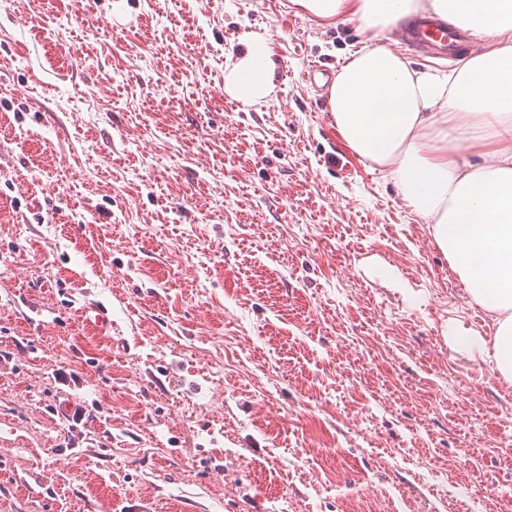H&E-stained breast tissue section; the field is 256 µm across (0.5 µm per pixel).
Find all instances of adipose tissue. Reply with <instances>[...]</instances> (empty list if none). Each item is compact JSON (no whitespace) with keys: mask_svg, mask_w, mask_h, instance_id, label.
I'll list each match as a JSON object with an SVG mask.
<instances>
[{"mask_svg":"<svg viewBox=\"0 0 512 512\" xmlns=\"http://www.w3.org/2000/svg\"><path fill=\"white\" fill-rule=\"evenodd\" d=\"M323 22L398 28L432 13L481 40L449 73L411 69L384 46L352 54L327 90L347 147L392 175L406 205L471 298L495 316V366L512 381V0H294ZM224 69V91L247 105L275 97L265 36L249 34Z\"/></svg>","mask_w":512,"mask_h":512,"instance_id":"adipose-tissue-1","label":"adipose tissue"}]
</instances>
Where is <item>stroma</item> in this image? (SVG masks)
Wrapping results in <instances>:
<instances>
[{
  "label": "stroma",
  "instance_id": "stroma-1",
  "mask_svg": "<svg viewBox=\"0 0 512 512\" xmlns=\"http://www.w3.org/2000/svg\"><path fill=\"white\" fill-rule=\"evenodd\" d=\"M365 45L457 65L291 0H0V512H512V382L455 342L494 317L329 116ZM245 49L229 58L224 68V92L247 105L265 104L275 98V61L268 39L248 34Z\"/></svg>",
  "mask_w": 512,
  "mask_h": 512
}]
</instances>
